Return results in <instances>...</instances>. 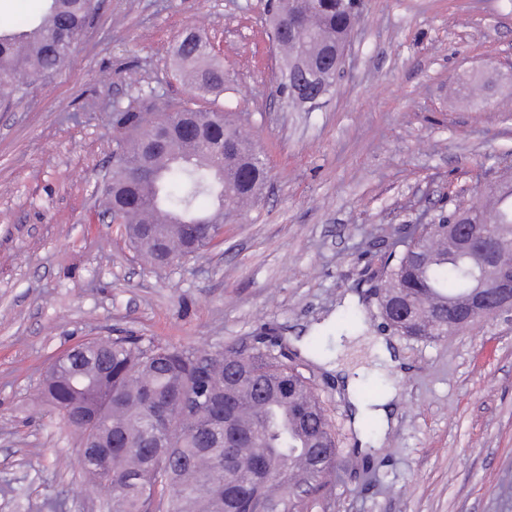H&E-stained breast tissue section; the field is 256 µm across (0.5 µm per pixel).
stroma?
Instances as JSON below:
<instances>
[{"label":"stroma","mask_w":512,"mask_h":512,"mask_svg":"<svg viewBox=\"0 0 512 512\" xmlns=\"http://www.w3.org/2000/svg\"><path fill=\"white\" fill-rule=\"evenodd\" d=\"M265 3L99 0L66 72L0 106V512H108L38 384L67 348L127 331L215 349L277 337L339 448L299 512H512V317L414 340L382 327L372 290L405 225L453 210L471 173L512 165V0H367L344 73L310 112L278 94ZM187 30L223 63L220 96L190 97L172 58ZM188 97L264 149L268 178L222 245L157 269L101 217L95 188L113 106ZM350 293L364 314L351 323ZM354 328L364 343L339 349ZM310 332L320 355L365 366V398L387 381L369 339L405 361L374 453L359 451L335 376L294 344Z\"/></svg>","instance_id":"35a3bbf8"}]
</instances>
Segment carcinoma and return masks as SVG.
I'll return each instance as SVG.
<instances>
[{
    "label": "carcinoma",
    "instance_id": "obj_1",
    "mask_svg": "<svg viewBox=\"0 0 512 512\" xmlns=\"http://www.w3.org/2000/svg\"><path fill=\"white\" fill-rule=\"evenodd\" d=\"M97 0H48L44 13L22 28L0 30V104L25 99L31 85L63 75ZM278 13L306 21L299 46L310 57L340 46L359 11L343 0H280ZM176 59L196 95L224 91V67L200 38L180 40ZM181 103L151 116L130 107L115 109L111 126L122 149L98 187L104 212L121 213L134 234L133 246L156 268L178 260L188 248H208L211 238L246 200L261 196L266 156L243 132L206 112L182 131ZM476 201L457 211L474 224H496L512 234V180L481 182ZM420 236L389 254L384 285L424 297L436 309L467 295L473 277L469 261L448 253L445 232ZM440 329L428 315L407 331L436 340L456 331ZM246 351L231 347L215 362L212 349L162 342L152 336L100 337L73 348L49 364L38 391L79 436L95 449L78 459L95 488L109 492L112 512H244L248 501L266 512H295L283 496L298 477L316 480L335 471L336 437L308 378L288 362L278 343L263 337ZM163 407L161 422L154 409ZM273 469L262 473L256 460Z\"/></svg>",
    "mask_w": 512,
    "mask_h": 512
}]
</instances>
